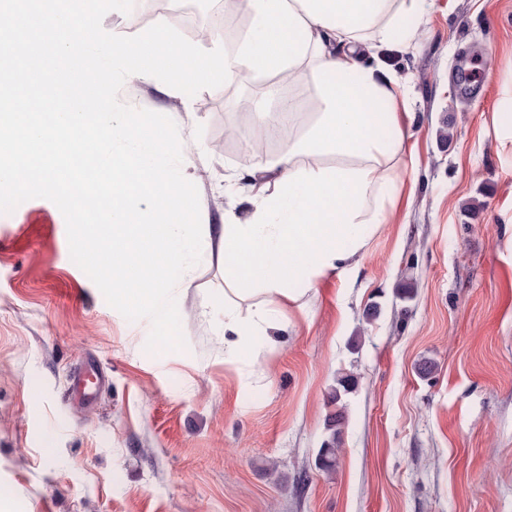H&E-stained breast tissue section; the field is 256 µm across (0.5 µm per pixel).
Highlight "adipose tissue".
I'll use <instances>...</instances> for the list:
<instances>
[{"mask_svg": "<svg viewBox=\"0 0 512 512\" xmlns=\"http://www.w3.org/2000/svg\"><path fill=\"white\" fill-rule=\"evenodd\" d=\"M428 0H238L251 16L235 51L222 47L197 55L165 25L133 42L105 26L103 13H122L126 0H86L82 30L65 16L39 15L32 27L49 26L51 45L32 44L33 80L61 101L54 125L29 124L23 138L0 141V186L18 192L66 194L59 176L64 157L80 155L112 165L109 224L82 227L101 250L112 276V294L126 310L149 311L163 330L179 319L165 284L180 277L193 244L199 209L182 191V179L164 174L159 160L179 153L161 133L166 115L150 122L117 111L116 77L153 83L164 95L191 101L194 88L210 80L290 73L316 76L322 109L275 161L226 175L247 191L245 220L224 217L217 248L224 260V352L242 356L256 335L285 331L283 304L296 301L330 272L353 269L368 236L388 220L385 203L398 178L393 161L403 153L406 130L394 111L396 80L365 65L364 34L379 43L405 39L404 22ZM95 121L100 137L85 145L70 131ZM27 155L19 164L18 155ZM335 164H327V157ZM154 220H141L144 200ZM249 301L248 317L239 304Z\"/></svg>", "mask_w": 512, "mask_h": 512, "instance_id": "ef3b65f1", "label": "adipose tissue"}]
</instances>
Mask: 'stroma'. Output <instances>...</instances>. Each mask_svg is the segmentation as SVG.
Returning <instances> with one entry per match:
<instances>
[{
	"instance_id": "1",
	"label": "stroma",
	"mask_w": 512,
	"mask_h": 512,
	"mask_svg": "<svg viewBox=\"0 0 512 512\" xmlns=\"http://www.w3.org/2000/svg\"><path fill=\"white\" fill-rule=\"evenodd\" d=\"M136 39L166 24L207 53L161 0L106 15ZM407 43L381 57L401 80L409 135L388 222L357 271L320 277L282 309L286 332L224 354V265L215 231L231 206L224 175L284 151L225 148L234 104L274 110L272 77L200 86L194 109L153 85L114 88L128 112L167 115L201 204L185 284L165 293L180 322L161 331L112 297L69 203L0 187V512H512V0H432ZM488 76L464 91L461 59ZM415 296L400 301L402 284ZM381 311L366 320L372 303ZM432 360L431 374L420 371ZM97 367L92 401L72 376ZM353 373L332 473L316 466Z\"/></svg>"
}]
</instances>
